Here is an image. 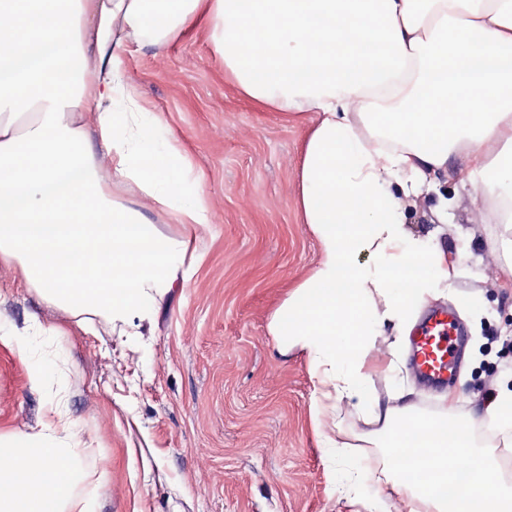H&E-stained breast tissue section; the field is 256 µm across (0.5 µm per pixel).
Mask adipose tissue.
<instances>
[{
    "label": "adipose tissue",
    "instance_id": "obj_1",
    "mask_svg": "<svg viewBox=\"0 0 512 512\" xmlns=\"http://www.w3.org/2000/svg\"><path fill=\"white\" fill-rule=\"evenodd\" d=\"M0 17V264L121 335L153 324L186 279L189 241L115 204L113 188L135 185L183 224L208 223L209 207L178 178L179 147L144 148L122 55L203 29L243 97L317 116L296 206L320 258L268 332L308 358L324 445L340 403L378 424L385 481L365 512L404 489L410 512H512L482 464L456 465L467 428L419 423L410 402L384 407L367 388L375 336L404 334L453 276L447 250L409 229L407 199L438 191L464 157L475 203L512 222V0H0ZM51 413L0 435V512H89L72 501L87 477L74 423Z\"/></svg>",
    "mask_w": 512,
    "mask_h": 512
}]
</instances>
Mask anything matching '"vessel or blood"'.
I'll return each mask as SVG.
<instances>
[{
	"instance_id": "b4317fda",
	"label": "vessel or blood",
	"mask_w": 512,
	"mask_h": 512,
	"mask_svg": "<svg viewBox=\"0 0 512 512\" xmlns=\"http://www.w3.org/2000/svg\"><path fill=\"white\" fill-rule=\"evenodd\" d=\"M466 336L451 310H425L409 337L410 363L419 378L432 388L453 384Z\"/></svg>"
}]
</instances>
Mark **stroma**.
Instances as JSON below:
<instances>
[{
  "label": "stroma",
  "mask_w": 512,
  "mask_h": 512,
  "mask_svg": "<svg viewBox=\"0 0 512 512\" xmlns=\"http://www.w3.org/2000/svg\"><path fill=\"white\" fill-rule=\"evenodd\" d=\"M123 61L156 118L155 145L178 143L200 177L210 221L181 224L158 205L145 212L163 234L188 238L198 262L142 336L118 335L98 318L81 322L26 287L19 267L1 266L0 328L34 319L42 330L21 348L0 345V434L39 427L62 400L98 512H353L342 484L360 475V495L372 498L384 479V451L371 443L376 425L337 409L336 479L328 481L331 453L309 417L308 359L298 349L280 354L267 329L319 258L295 202L310 116L243 98L202 34L161 48L129 45ZM469 166L458 160L440 194L418 198L409 218L421 235L442 226L439 240L457 268L433 302L458 304L467 327L458 379L445 392L427 389L405 337L389 333L371 354L396 358L397 369L372 373L369 388L384 402L414 390L416 414L451 411L473 430L488 427L484 407L512 389V266L503 248L512 223L477 213ZM442 195L444 226L435 213ZM54 327L63 335H51ZM31 361L50 375L45 390L27 382Z\"/></svg>",
  "instance_id": "1"
}]
</instances>
